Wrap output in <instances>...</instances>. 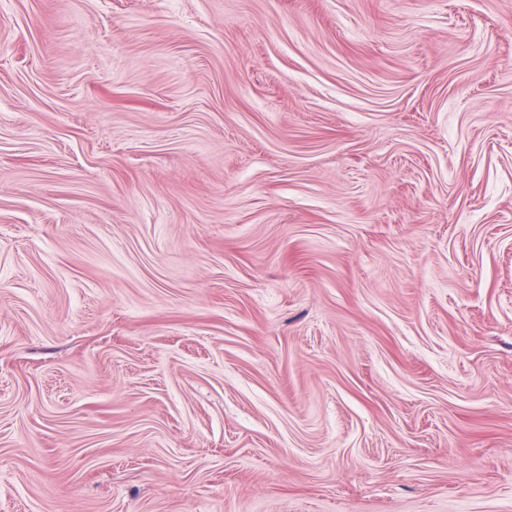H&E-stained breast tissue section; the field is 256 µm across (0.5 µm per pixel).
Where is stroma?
Listing matches in <instances>:
<instances>
[{
    "label": "stroma",
    "mask_w": 512,
    "mask_h": 512,
    "mask_svg": "<svg viewBox=\"0 0 512 512\" xmlns=\"http://www.w3.org/2000/svg\"><path fill=\"white\" fill-rule=\"evenodd\" d=\"M0 512H512V0H0Z\"/></svg>",
    "instance_id": "35a3bbf8"
}]
</instances>
